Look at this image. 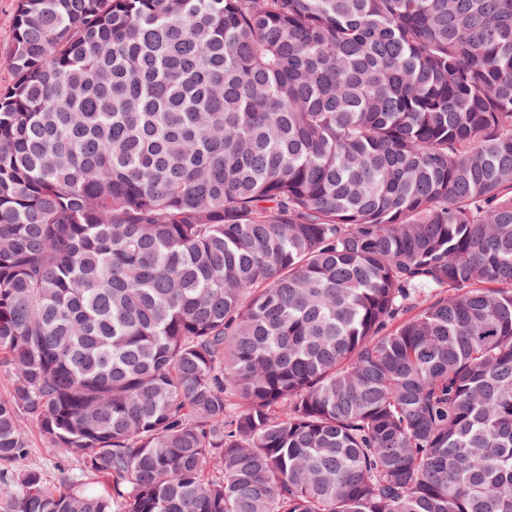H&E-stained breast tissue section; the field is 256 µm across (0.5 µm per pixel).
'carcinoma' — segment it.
<instances>
[{
	"label": "carcinoma",
	"mask_w": 512,
	"mask_h": 512,
	"mask_svg": "<svg viewBox=\"0 0 512 512\" xmlns=\"http://www.w3.org/2000/svg\"><path fill=\"white\" fill-rule=\"evenodd\" d=\"M5 65L0 512H512V0H17ZM27 431L29 454L24 463L29 467L41 470L49 485H56L61 477L58 471L59 457L57 451L48 447L34 426L28 424Z\"/></svg>",
	"instance_id": "carcinoma-1"
}]
</instances>
